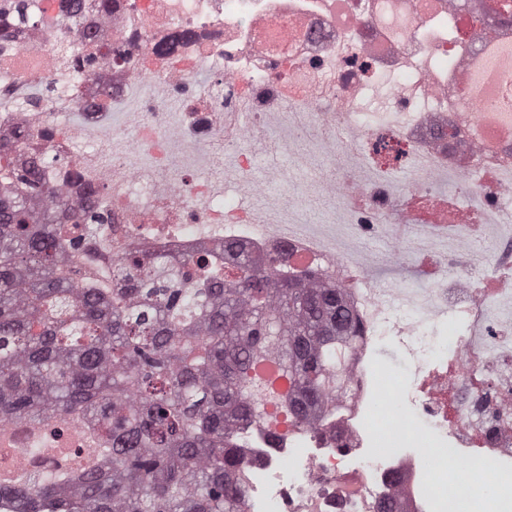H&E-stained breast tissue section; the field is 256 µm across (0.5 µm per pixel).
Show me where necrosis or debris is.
<instances>
[{
  "instance_id": "obj_1",
  "label": "necrosis or debris",
  "mask_w": 512,
  "mask_h": 512,
  "mask_svg": "<svg viewBox=\"0 0 512 512\" xmlns=\"http://www.w3.org/2000/svg\"><path fill=\"white\" fill-rule=\"evenodd\" d=\"M34 25L19 27L0 55V146L36 159L54 190L51 215L93 211L106 219L53 273L74 286L123 285L134 252L153 272L163 261L286 255L314 276L335 274L364 329L338 411L283 439L236 430L248 460L244 512H512V336L476 335L462 312L496 308L512 324V297L416 288L425 319L388 315L383 289L280 230L285 206L253 178L249 144L315 141L343 154L347 177L321 181V196L368 197L365 224L404 219L409 197L438 203L469 189L512 204V139L491 138L474 110L466 65L475 32L512 43L493 22V0L469 11L455 0H113L109 15L84 16L93 40L64 42L56 21L70 0H28ZM89 51L92 77L69 70L57 86L60 44ZM201 95H194L196 85ZM408 168L410 193L389 190L388 171ZM404 350L413 380L372 371L376 349ZM83 413L0 426V468L48 466L47 448H92ZM476 451L463 452L462 444Z\"/></svg>"
}]
</instances>
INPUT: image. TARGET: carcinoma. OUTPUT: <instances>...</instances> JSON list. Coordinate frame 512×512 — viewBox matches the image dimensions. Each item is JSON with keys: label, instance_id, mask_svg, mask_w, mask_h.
Instances as JSON below:
<instances>
[{"label": "carcinoma", "instance_id": "carcinoma-1", "mask_svg": "<svg viewBox=\"0 0 512 512\" xmlns=\"http://www.w3.org/2000/svg\"><path fill=\"white\" fill-rule=\"evenodd\" d=\"M109 0H73L72 13ZM30 21L25 0H0V37ZM0 169L29 195H50L36 161ZM69 228L0 199V424L94 416L103 439L75 475L60 463L0 474L20 512H242L246 461L235 427L280 433L315 423L348 383L359 326L340 282H313L277 258L239 256L230 271L186 259L137 277L132 300L109 304L52 270Z\"/></svg>", "mask_w": 512, "mask_h": 512}]
</instances>
